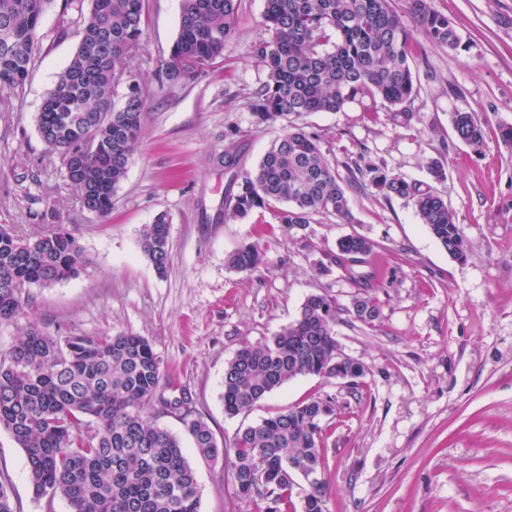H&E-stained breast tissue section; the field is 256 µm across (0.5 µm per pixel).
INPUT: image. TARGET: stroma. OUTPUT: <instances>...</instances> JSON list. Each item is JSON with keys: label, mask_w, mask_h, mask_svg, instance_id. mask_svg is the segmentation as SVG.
Listing matches in <instances>:
<instances>
[{"label": "stroma", "mask_w": 512, "mask_h": 512, "mask_svg": "<svg viewBox=\"0 0 512 512\" xmlns=\"http://www.w3.org/2000/svg\"><path fill=\"white\" fill-rule=\"evenodd\" d=\"M461 37L451 51L424 36L412 45L417 95L411 119L387 108L313 112L302 126L317 134L336 166L366 155L406 180L437 189L469 243L465 260L421 223L412 202L348 188L354 223L316 215L286 228L279 204L242 221L225 219L232 172L220 158L253 169L280 126L259 127L249 102L266 74L254 55L265 38V0H238L235 31L199 78L170 85L155 71L179 25V0H145L146 42L129 69L150 89L142 132L112 214L82 209L65 186L35 126L55 75L75 51L76 30L59 34V6L44 15L33 70L0 99V226L22 238L66 225L86 263L48 288L33 287L25 313L0 323V352L29 326L65 338L134 333L161 358L167 397L188 396L218 444L248 424L288 407L332 399L321 449L328 512H512V0H433ZM472 112L484 127L480 146L456 136L451 115ZM167 213L169 265L158 274L140 248V232ZM359 233L375 244L358 272L373 275L380 317L345 316L336 328L342 353L363 361L359 386L319 376L296 378L250 412L229 416L220 399L226 363L295 318L307 296L340 307L358 292L328 261L337 241ZM261 245L266 264L241 273L225 263L242 242ZM148 416L179 434L196 471L200 512H265L232 497L223 462L192 452L177 415ZM0 475L21 512H68L63 498L36 496L23 450L0 429Z\"/></svg>", "instance_id": "stroma-1"}]
</instances>
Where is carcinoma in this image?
Instances as JSON below:
<instances>
[{"instance_id":"1","label":"carcinoma","mask_w":512,"mask_h":512,"mask_svg":"<svg viewBox=\"0 0 512 512\" xmlns=\"http://www.w3.org/2000/svg\"><path fill=\"white\" fill-rule=\"evenodd\" d=\"M55 0H0V90L21 88L38 50L41 20ZM237 0H181L179 26L157 77L178 84L204 74L235 30ZM268 38L256 48L266 80L252 93L256 126L281 125L256 167L231 183L227 217L244 220L273 202L285 204L280 221L304 227L315 214L351 224L345 183L373 188L385 200L413 202L417 214L450 256L467 257L468 242L448 202L431 184L366 160L336 173L320 138L299 124L311 112H365L408 108L416 95L409 63L415 34L450 50L460 35L432 0H408L401 13L392 0H265ZM60 31L74 25L78 45L37 113L36 131L60 163L65 185L81 207L104 218L125 178L141 134L148 89L126 67L144 45V0H64ZM126 92L118 94V87ZM458 138L483 141L471 112L451 116ZM141 248L159 274L169 257V218L155 216L141 232ZM361 234L340 238L330 256L346 279L362 288L343 309L311 294L297 317L269 340L246 345L224 368V412L237 416L300 376L341 378L356 386L366 366L341 354L340 314L371 324L380 316L371 277L347 261L370 254ZM84 263L73 232L61 224L20 238L0 226V321L18 319L31 287H50L76 275ZM227 264L251 273L265 264L258 244L244 242ZM162 363L150 342L133 333L68 336L30 326L0 353V427L22 448L38 496L63 497L69 512H199L196 474L180 437L150 421L155 404L177 415L198 456L224 461L233 496L264 500L266 512H327L320 448L321 422L331 401L312 400L239 430L219 447L208 423L183 398L164 393ZM300 506H295L293 498Z\"/></svg>"}]
</instances>
